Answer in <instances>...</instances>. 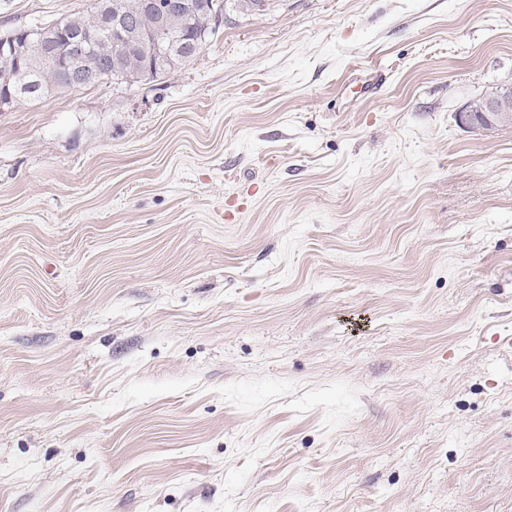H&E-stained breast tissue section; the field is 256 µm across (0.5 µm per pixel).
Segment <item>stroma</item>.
Here are the masks:
<instances>
[{
  "mask_svg": "<svg viewBox=\"0 0 512 512\" xmlns=\"http://www.w3.org/2000/svg\"><path fill=\"white\" fill-rule=\"evenodd\" d=\"M510 86L512 0H271L0 110V512H512ZM460 122L483 136H491L500 127L511 126L512 88L473 101L461 113Z\"/></svg>",
  "mask_w": 512,
  "mask_h": 512,
  "instance_id": "obj_1",
  "label": "stroma"
}]
</instances>
